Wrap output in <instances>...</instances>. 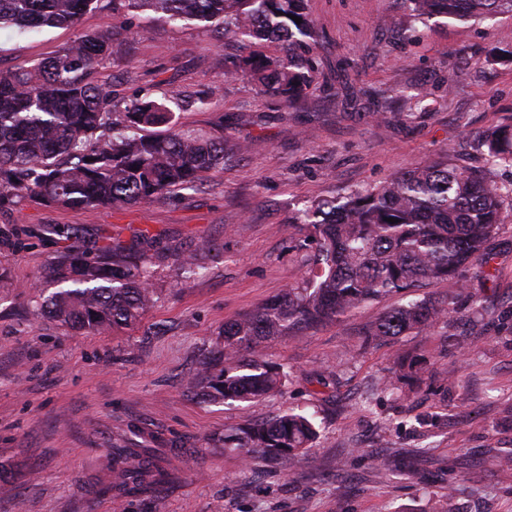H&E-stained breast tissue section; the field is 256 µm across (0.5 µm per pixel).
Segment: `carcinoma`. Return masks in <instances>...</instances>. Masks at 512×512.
Segmentation results:
<instances>
[{
  "mask_svg": "<svg viewBox=\"0 0 512 512\" xmlns=\"http://www.w3.org/2000/svg\"><path fill=\"white\" fill-rule=\"evenodd\" d=\"M98 2L0 0V27H75ZM403 2L407 18L417 22L437 15L457 21L512 17V0ZM112 9L197 21L243 38L253 50L231 74L289 103L313 83L315 25L307 0H112ZM270 39L287 42L288 54L265 55L261 47ZM111 55L112 33L105 32L82 36L28 70L0 71V217L8 218L26 200L71 210L163 202L196 188L226 155L246 151L240 143L163 130L173 119L166 97L135 98L117 111L112 86L90 80ZM478 147L491 161L511 166L512 123L486 131ZM509 196L512 185L501 186L476 169L435 162L371 191L318 202L296 220L308 226L318 246L308 278L224 324L223 359L242 351L250 357L233 366L204 362L188 392L214 401H255L276 392L287 373L258 354L263 342L297 335L392 292L412 299L373 324L367 332L373 339L447 318L446 307L414 297V289L452 280L469 265L489 264L485 244L501 224ZM157 250V240L146 235L135 249L115 244L93 253L77 242L66 246L41 274L54 291L40 314L90 332L137 325L156 300L147 259ZM212 250L204 241L179 255V265L196 268L198 253ZM317 437L313 416L286 412L224 434V447L276 462L306 454ZM163 476L159 462L143 449H112L113 487L149 488Z\"/></svg>",
  "mask_w": 512,
  "mask_h": 512,
  "instance_id": "carcinoma-1",
  "label": "carcinoma"
}]
</instances>
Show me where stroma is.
<instances>
[{"instance_id": "stroma-1", "label": "stroma", "mask_w": 512, "mask_h": 512, "mask_svg": "<svg viewBox=\"0 0 512 512\" xmlns=\"http://www.w3.org/2000/svg\"><path fill=\"white\" fill-rule=\"evenodd\" d=\"M318 68L295 104L231 76L245 50L196 22L113 12L107 0L77 27L0 30V70L27 69L77 37L109 31L94 73L118 106L181 93L175 128L248 141L194 190L123 210L25 203L0 245V462L11 487L0 512H512V207L486 245L489 266L419 289L450 321L400 336L365 333L407 297L392 293L335 322L261 349L283 365L280 392L256 403L191 398L188 381L224 340V325L301 281L314 243L294 219L323 199L379 187L447 160L501 185L512 166L477 146L512 123V18L435 17L394 26L403 0H308ZM214 91L206 108L187 94ZM46 224L86 245L158 239L156 302L131 329L95 334L34 314L43 268L60 245ZM214 249L194 270L178 254ZM314 413L308 455L270 464L225 448L226 432L288 410ZM159 458L163 486L112 487V451Z\"/></svg>"}]
</instances>
